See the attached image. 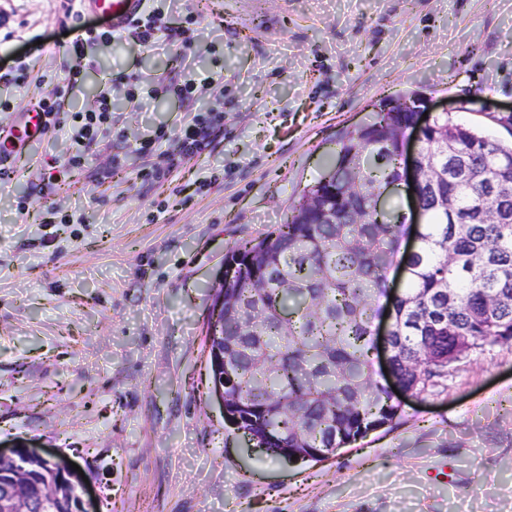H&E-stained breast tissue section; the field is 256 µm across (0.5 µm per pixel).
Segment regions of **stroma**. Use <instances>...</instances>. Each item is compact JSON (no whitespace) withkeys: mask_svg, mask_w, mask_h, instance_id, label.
I'll list each match as a JSON object with an SVG mask.
<instances>
[{"mask_svg":"<svg viewBox=\"0 0 512 512\" xmlns=\"http://www.w3.org/2000/svg\"><path fill=\"white\" fill-rule=\"evenodd\" d=\"M172 25L196 38L191 79L224 75V138L176 181L143 186L136 138L172 123L174 97L124 112L103 189L86 174L54 198L30 160L61 165L69 141L31 143L0 183V448L43 449L82 469L98 512H512V344L472 353L392 425L336 457L292 463L235 436L210 392L212 284L235 245L282 224L371 103L417 91L466 123L512 137V0H197ZM69 0H0V67L32 64L27 102L59 88L91 108L110 75L157 84L172 46L99 45L70 82ZM42 47H35V40ZM82 224L46 223L50 203Z\"/></svg>","mask_w":512,"mask_h":512,"instance_id":"1","label":"stroma"}]
</instances>
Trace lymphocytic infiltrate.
<instances>
[{"instance_id": "f902f5d3", "label": "lymphocytic infiltrate", "mask_w": 512, "mask_h": 512, "mask_svg": "<svg viewBox=\"0 0 512 512\" xmlns=\"http://www.w3.org/2000/svg\"><path fill=\"white\" fill-rule=\"evenodd\" d=\"M161 36L171 42H182L186 39V32L181 28L167 26L163 13L151 6L146 7L118 32L109 29L100 32L96 27L84 25L71 47L73 62L81 64L88 50L100 42L119 43L131 39L152 45ZM187 68L184 62L172 68L166 83L151 89L150 94L155 98L173 96L190 101L202 100L206 107L177 116L174 123L157 127L141 138L138 152L147 158L148 163L138 171L137 176L145 184L153 186L167 182L190 160L211 155L224 135L223 77H212L196 84L185 80ZM116 90L123 91L131 107H140L143 101L140 80L132 75H120L101 84L95 106L71 116L65 111V102L58 89H51L36 99L33 108L44 115V132H63L76 146L75 152L69 155L64 165L32 169L31 175L42 190L54 193L68 176L82 172L88 173L97 185L111 183L115 173L122 167L120 155L112 154L108 165L90 170L86 167V151L91 146L109 141L113 127L121 120L120 113L112 109V93Z\"/></svg>"}]
</instances>
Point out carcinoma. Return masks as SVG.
Masks as SVG:
<instances>
[{
	"instance_id": "1",
	"label": "carcinoma",
	"mask_w": 512,
	"mask_h": 512,
	"mask_svg": "<svg viewBox=\"0 0 512 512\" xmlns=\"http://www.w3.org/2000/svg\"><path fill=\"white\" fill-rule=\"evenodd\" d=\"M342 132L336 160L292 202L284 222L237 247L224 281V416L254 447L284 460L317 461L393 422L394 393L373 377V320L404 223L379 217L374 198L397 176L399 137L412 112H379ZM448 130L447 153L468 162L465 180L423 190L416 252L393 303L392 371L427 394L467 347L512 341V142L439 112L423 143ZM336 182V223L313 224L306 203ZM448 197V208L435 200ZM24 478L0 477V512H70L78 485L47 459H23Z\"/></svg>"
}]
</instances>
